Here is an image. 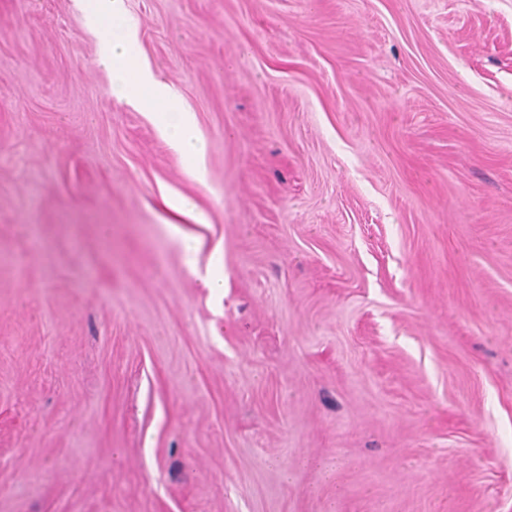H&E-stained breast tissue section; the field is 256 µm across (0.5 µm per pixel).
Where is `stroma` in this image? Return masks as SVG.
Instances as JSON below:
<instances>
[{"mask_svg": "<svg viewBox=\"0 0 512 512\" xmlns=\"http://www.w3.org/2000/svg\"><path fill=\"white\" fill-rule=\"evenodd\" d=\"M124 5L204 181L0 0V512H512V0ZM165 211L193 224L205 223V218L196 203L186 196H163ZM166 223L170 225L174 238L182 249L186 261L190 263L195 261L199 248L198 239L192 233L183 231V229L177 225L178 223L170 220H166Z\"/></svg>", "mask_w": 512, "mask_h": 512, "instance_id": "obj_1", "label": "stroma"}]
</instances>
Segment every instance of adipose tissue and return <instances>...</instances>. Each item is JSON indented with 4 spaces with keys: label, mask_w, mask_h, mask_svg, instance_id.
Returning a JSON list of instances; mask_svg holds the SVG:
<instances>
[{
    "label": "adipose tissue",
    "mask_w": 512,
    "mask_h": 512,
    "mask_svg": "<svg viewBox=\"0 0 512 512\" xmlns=\"http://www.w3.org/2000/svg\"><path fill=\"white\" fill-rule=\"evenodd\" d=\"M87 21L101 30L99 45L102 62L111 68L112 93L120 100H137L141 107L155 112L160 132L166 143L188 162V171L196 180H203L200 159L205 146L198 135L194 113L176 109L172 89L147 65L129 71L130 61L138 54V34L124 16L123 0H84ZM165 211L194 224L205 218L196 203L186 196H166L162 199ZM179 225L172 233L186 261H195L198 239Z\"/></svg>",
    "instance_id": "1"
}]
</instances>
